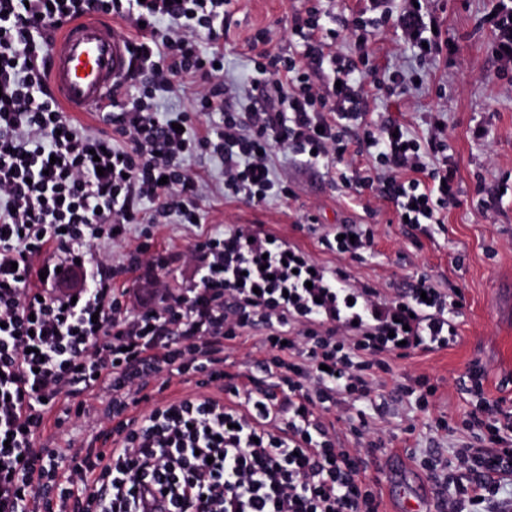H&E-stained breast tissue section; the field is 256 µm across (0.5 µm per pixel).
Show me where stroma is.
<instances>
[{
	"mask_svg": "<svg viewBox=\"0 0 512 512\" xmlns=\"http://www.w3.org/2000/svg\"><path fill=\"white\" fill-rule=\"evenodd\" d=\"M307 6V0H234L224 34L225 80L251 84L255 54L249 40L257 30L268 31L275 50L288 51L290 20ZM428 7L448 42L439 56L419 60L388 22L370 27L368 57L357 69L363 76L375 71L381 80L396 69L417 78L404 88L366 85L368 120L396 118L422 142L434 120L445 124L448 167L458 193L443 223L430 225L425 233L411 229L402 224L393 203L364 205L324 167L299 165L287 147L279 146L273 154L275 170L287 172L293 198L259 206L225 200L224 167L202 154L193 161L208 184L196 201L201 224L172 222L151 229L153 243L176 255L188 251L202 233L250 225L381 296L393 297L422 275L447 300L463 296L464 306L454 317L457 343L389 357V373L378 376L370 414L382 444L363 450L362 456L380 512H393L395 492H411L412 477H426L425 456L454 461L467 438L460 422L478 398L503 399L512 406V70L504 71L495 53L493 28L497 16L512 11V0H429ZM339 224L371 226V252L353 259L327 248L324 239ZM476 364L485 372L479 394L469 381ZM420 374L438 387L425 412L414 399L396 393L399 383ZM83 399L89 416L59 428L47 424L41 445L63 452L105 428L107 393H87ZM441 420L447 428H438Z\"/></svg>",
	"mask_w": 512,
	"mask_h": 512,
	"instance_id": "35a3bbf8",
	"label": "stroma"
}]
</instances>
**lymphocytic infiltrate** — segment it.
Listing matches in <instances>:
<instances>
[{
    "mask_svg": "<svg viewBox=\"0 0 512 512\" xmlns=\"http://www.w3.org/2000/svg\"><path fill=\"white\" fill-rule=\"evenodd\" d=\"M371 3L420 58L442 52L426 0H401L396 13ZM231 4L0 0V512H148L160 495L169 512H378L361 454L341 446L331 416L345 404L349 430L363 436L368 372L437 335L447 304L427 279L384 299L246 225L187 251L192 275L178 288L165 279L172 255L151 242L119 262L92 253L173 212L192 223L205 187L195 152L221 160L225 197L251 206L292 196L274 146L302 165L344 160L364 84L352 59L326 48L339 33L324 23L325 0L293 17L291 54L264 32L252 37L262 106L246 111L231 105L222 68ZM94 11L137 34L98 109L103 127L88 134L51 96L44 58L62 19ZM185 85L205 125L155 111L157 93ZM358 142L375 163L343 183L393 201L409 223H442L453 177L425 161L445 149L441 128L423 144L389 119ZM141 268L153 272L148 300L116 286ZM258 324L274 394L224 369L226 347ZM175 380L190 392L167 397ZM68 385L110 399L107 429L64 465L36 442ZM461 426L472 441L455 469L435 456L424 468L442 512H491L512 473V410L480 401Z\"/></svg>",
    "mask_w": 512,
    "mask_h": 512,
    "instance_id": "f902f5d3",
    "label": "lymphocytic infiltrate"
}]
</instances>
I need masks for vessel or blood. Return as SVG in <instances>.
I'll use <instances>...</instances> for the list:
<instances>
[{"instance_id":"vessel-or-blood-1","label":"vessel or blood","mask_w":512,"mask_h":512,"mask_svg":"<svg viewBox=\"0 0 512 512\" xmlns=\"http://www.w3.org/2000/svg\"><path fill=\"white\" fill-rule=\"evenodd\" d=\"M127 46L109 16L92 13L62 21L46 53L50 88L70 112H91L125 72Z\"/></svg>"}]
</instances>
